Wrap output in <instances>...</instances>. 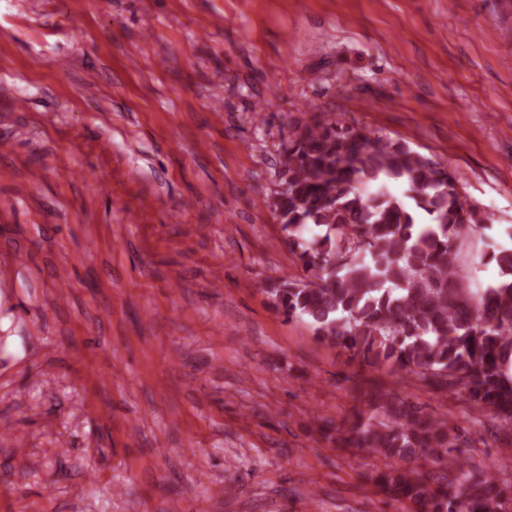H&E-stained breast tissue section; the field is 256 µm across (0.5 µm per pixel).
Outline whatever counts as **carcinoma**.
Returning a JSON list of instances; mask_svg holds the SVG:
<instances>
[{"label":"carcinoma","instance_id":"1","mask_svg":"<svg viewBox=\"0 0 512 512\" xmlns=\"http://www.w3.org/2000/svg\"><path fill=\"white\" fill-rule=\"evenodd\" d=\"M284 189L274 203L309 280L264 292L286 320L316 339L465 395L478 412L512 426V248L485 257L494 286L460 282L457 246L485 220L461 200L455 173L400 142L316 119L288 143ZM359 448L384 460L423 458L437 470L392 466L372 478L385 496L418 512H501L508 490L463 470L447 420L375 393L350 425Z\"/></svg>","mask_w":512,"mask_h":512}]
</instances>
